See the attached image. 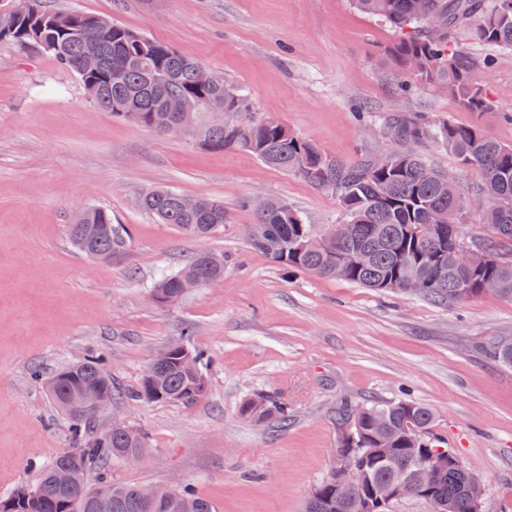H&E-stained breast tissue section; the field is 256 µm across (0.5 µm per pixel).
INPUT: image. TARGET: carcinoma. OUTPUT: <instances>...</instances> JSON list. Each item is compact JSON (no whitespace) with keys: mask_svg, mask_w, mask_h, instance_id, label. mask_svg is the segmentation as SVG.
<instances>
[{"mask_svg":"<svg viewBox=\"0 0 512 512\" xmlns=\"http://www.w3.org/2000/svg\"><path fill=\"white\" fill-rule=\"evenodd\" d=\"M361 12L374 16L401 33L393 47L399 67L420 81L441 83L458 103L472 112L491 107L477 71L488 64L475 62L455 45L457 30L466 27L473 39L497 49L512 50V0H352ZM444 17L440 29L430 27L429 18ZM93 15L61 11L42 0L40 13L20 20L15 34L6 40L33 45L60 66L76 74L93 104L113 116L153 129L158 109L168 97L204 102L221 100L224 111L239 112L245 98L230 88L204 87L197 83L199 63L171 46L118 23L110 29L90 26ZM95 38L103 64L96 70L80 69L83 42ZM390 138L406 148H395L381 158L345 164L328 157L316 145L304 140L281 122L265 118L248 124L226 122L220 128L205 127L204 145L219 151H246L267 166L292 172L317 189L336 194L347 216L351 233L342 240L322 241L319 230L304 222L288 202L264 204L256 223L249 229L250 244L284 269L303 270L320 278H338L377 291L406 292L403 283L411 279L419 287L411 293L435 304L461 302L482 294L487 280L499 284L501 295L512 298V147L484 137L474 126L448 123H420L397 117L388 123ZM423 140L443 143L460 165L480 170L482 187L476 194L487 200L485 223L492 230L483 242L491 259L478 272L466 276L448 268L438 271L436 256L448 253L457 241L428 238L426 225L450 209L465 211L468 195L448 173L428 166L411 145ZM385 182L389 194L381 197L378 186ZM141 208L158 223L195 237L211 235L224 227V202L198 196L193 209L180 203V194L165 188L146 191ZM106 235L97 234L100 227ZM69 236L78 249L92 239L108 254L126 249L128 233L112 223V213L102 208H85L73 224ZM224 277V255L208 252L206 258L194 254L174 273H162L152 285V296L160 304H171L192 288H202ZM192 328L182 329L176 347L186 348L190 363L178 352L170 355L165 374L155 382L140 379L131 399L147 403L197 404L207 391L204 351L191 342ZM45 387L59 410L70 421L73 449L44 465L33 488L22 486L0 498V512H182L179 502H188L197 512H215L214 505L185 486L179 500L151 506L139 497L140 486L112 482V462L143 453L145 434L125 430L120 423L108 435L93 433L91 419L72 412V404L82 394L102 392L111 401L120 398L111 374L96 360L86 358L67 365L45 380ZM358 423L362 447L370 455L353 454L348 474L358 482V493L400 481L415 483L425 469L437 465V442L429 433L436 421L428 406L410 399H395L361 405ZM353 407L338 411L340 430L335 453L353 447L348 422ZM291 409L284 399H249L241 413L262 420L271 415L286 426ZM385 419V428L377 423ZM68 461L79 469L83 485L61 489L52 480L56 464ZM95 475L97 486L89 489L88 477ZM474 476L463 464H450L437 473L432 497L448 503L447 512H471L466 488ZM307 512H356L349 502L336 501L335 479L328 475L319 483V492L308 498Z\"/></svg>","mask_w":512,"mask_h":512,"instance_id":"obj_1","label":"carcinoma"}]
</instances>
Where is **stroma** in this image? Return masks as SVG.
<instances>
[{"label":"stroma","instance_id":"obj_1","mask_svg":"<svg viewBox=\"0 0 512 512\" xmlns=\"http://www.w3.org/2000/svg\"><path fill=\"white\" fill-rule=\"evenodd\" d=\"M112 18L222 76L246 96L238 122L271 117L347 163L392 148L396 115L474 126L512 145V50L457 33L471 57L493 56L481 75L492 107L468 112L437 84L402 94L391 50L397 33L351 0H51ZM197 126L165 137L113 117L79 78L34 48L0 42V497L33 484L39 468L72 447L68 425L34 371L93 356L115 386H137L150 354L185 326L205 349L208 389L192 407L113 403L105 422L144 431L140 461L112 479L190 486L217 512H304L326 478L345 404L407 398L435 412L434 433L480 479L482 512H512V368L491 346L512 336V299L486 293L431 304L274 266L252 248L255 210L286 200L319 227L343 223L336 195L247 152L203 146ZM418 151L472 194L482 177L443 145ZM149 188L224 203L225 224L199 240L158 223L138 200ZM88 207L111 210L130 246L95 260L68 226ZM224 256V276L162 306L160 272L199 249ZM258 394L288 401V426L242 416Z\"/></svg>","mask_w":512,"mask_h":512}]
</instances>
